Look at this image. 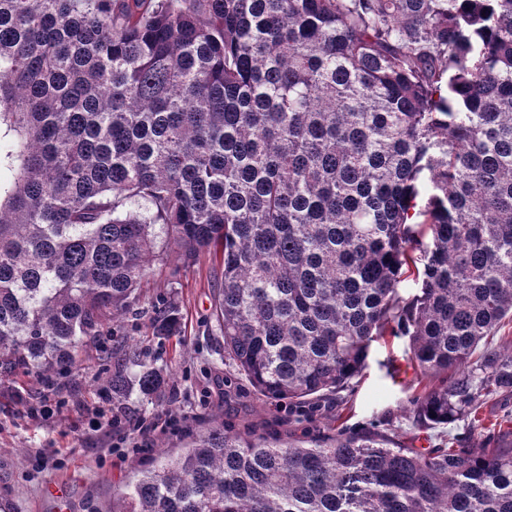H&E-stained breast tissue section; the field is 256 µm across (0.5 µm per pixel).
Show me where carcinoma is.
<instances>
[{"mask_svg":"<svg viewBox=\"0 0 512 512\" xmlns=\"http://www.w3.org/2000/svg\"><path fill=\"white\" fill-rule=\"evenodd\" d=\"M202 253L265 400L337 395L401 335L416 423L484 429L512 395V0H0V376L69 370L151 265ZM121 354L112 396L161 392ZM186 448L97 512H512V444L218 423Z\"/></svg>","mask_w":512,"mask_h":512,"instance_id":"carcinoma-1","label":"carcinoma"}]
</instances>
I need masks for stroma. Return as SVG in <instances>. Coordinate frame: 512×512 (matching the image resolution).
<instances>
[{
	"instance_id": "obj_1",
	"label": "stroma",
	"mask_w": 512,
	"mask_h": 512,
	"mask_svg": "<svg viewBox=\"0 0 512 512\" xmlns=\"http://www.w3.org/2000/svg\"><path fill=\"white\" fill-rule=\"evenodd\" d=\"M220 276L219 262L206 253L188 266L175 259L154 265L144 281L142 301L148 305L160 296L170 298L182 316L181 335L153 337L148 309L118 326L113 344L143 341L156 366L166 369L167 382L158 395L135 394L124 405L113 404L100 377L112 371L116 358L101 345L86 348L77 367L57 377L56 394L46 395L43 384L29 383L28 393L37 406H48L47 416H31L16 387L0 383V501H9L14 512H94L111 501L113 490L155 453L158 443L181 451L188 434L216 421L296 435L315 434L335 423L352 431L386 429L396 442L421 450L453 437L482 442V435H470L461 420L432 427L416 424L410 399L417 373L405 336L373 343L366 370L341 398L315 407L266 402L224 358L212 317ZM171 414L183 419V430L137 435V451L125 458L113 451L124 428L112 426V418L162 420ZM55 486L64 489V496L52 494Z\"/></svg>"
}]
</instances>
